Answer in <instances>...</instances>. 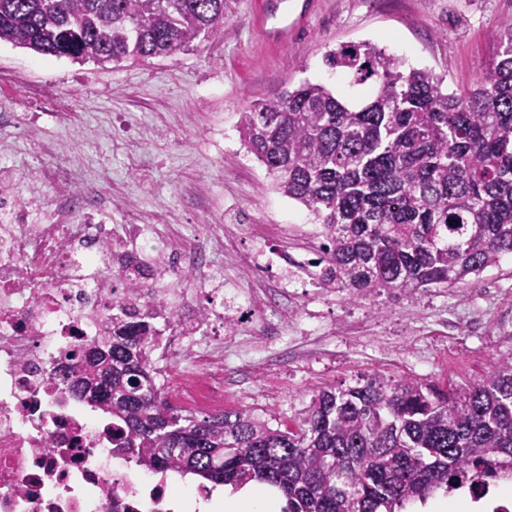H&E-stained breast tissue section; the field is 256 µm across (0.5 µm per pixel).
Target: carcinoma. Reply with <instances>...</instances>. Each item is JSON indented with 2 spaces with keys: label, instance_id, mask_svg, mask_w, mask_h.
I'll list each match as a JSON object with an SVG mask.
<instances>
[{
  "label": "carcinoma",
  "instance_id": "obj_1",
  "mask_svg": "<svg viewBox=\"0 0 512 512\" xmlns=\"http://www.w3.org/2000/svg\"><path fill=\"white\" fill-rule=\"evenodd\" d=\"M226 0H0V41L77 62L146 61L203 42ZM325 61L372 87L360 106L325 85L246 106L237 128L272 186L318 222V283L352 299L457 288L512 255V20L478 84L443 78L369 42ZM140 263L121 279L135 288ZM177 324L160 301L117 297L63 381L112 414L115 452L237 489L275 487L281 512H399L438 492L512 479V352L441 388L424 379L311 389L296 423L247 408L199 418L157 382V339Z\"/></svg>",
  "mask_w": 512,
  "mask_h": 512
}]
</instances>
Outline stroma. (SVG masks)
I'll return each instance as SVG.
<instances>
[{
    "instance_id": "35a3bbf8",
    "label": "stroma",
    "mask_w": 512,
    "mask_h": 512,
    "mask_svg": "<svg viewBox=\"0 0 512 512\" xmlns=\"http://www.w3.org/2000/svg\"><path fill=\"white\" fill-rule=\"evenodd\" d=\"M256 2L226 0L223 23L201 45L146 62L78 63L1 42L0 108L17 122L0 130V164L15 166L22 194L48 207L55 189L33 171L45 164L39 143H53L78 164L79 188L110 204L113 223L137 211L173 245L187 225L230 224L238 254L259 242L283 252L315 225L247 152L239 112L307 79L358 99L361 88L325 55L365 41L443 77L444 88H472L498 61L500 26L512 18V0H314L308 27L276 48L255 26ZM58 109L65 122L51 119ZM259 311L282 335L245 367L234 348L247 328L225 332L214 385L225 410L291 423L317 386L372 377L445 385L485 374L492 357L512 352V257L466 285L412 297L352 301L300 281Z\"/></svg>"
}]
</instances>
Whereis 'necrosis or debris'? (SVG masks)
I'll use <instances>...</instances> for the list:
<instances>
[{
  "instance_id": "necrosis-or-debris-1",
  "label": "necrosis or debris",
  "mask_w": 512,
  "mask_h": 512,
  "mask_svg": "<svg viewBox=\"0 0 512 512\" xmlns=\"http://www.w3.org/2000/svg\"><path fill=\"white\" fill-rule=\"evenodd\" d=\"M13 174L0 166V512H187L211 500L206 484L182 496L162 473H134L112 448L111 419L91 415L62 382L63 355L99 335L122 261L156 249L155 226L108 223L100 205L76 189L79 173L70 164L39 169L40 179L59 188L50 219L39 220ZM78 211L83 220L76 224ZM224 233L221 224L196 225L166 262L145 265L140 303L159 300L161 281L184 270L194 292L208 291ZM244 264L256 274L244 302L228 316L199 310L190 334L227 317L254 326L267 295L264 269L275 265L298 277L310 260L262 250ZM184 362L191 405L223 411L210 381L224 369L223 345L192 343Z\"/></svg>"
}]
</instances>
